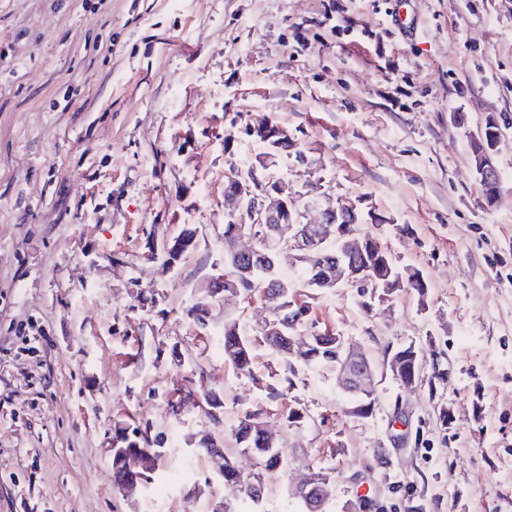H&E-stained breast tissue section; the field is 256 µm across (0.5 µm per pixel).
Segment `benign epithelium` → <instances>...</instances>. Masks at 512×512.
Returning a JSON list of instances; mask_svg holds the SVG:
<instances>
[{
    "instance_id": "benign-epithelium-1",
    "label": "benign epithelium",
    "mask_w": 512,
    "mask_h": 512,
    "mask_svg": "<svg viewBox=\"0 0 512 512\" xmlns=\"http://www.w3.org/2000/svg\"><path fill=\"white\" fill-rule=\"evenodd\" d=\"M251 131L272 140V146L278 155H301L296 150V143L288 138V131L269 118L251 126ZM473 140L478 143V147L472 150L475 171L486 195L492 200L501 185V174L493 159V152L499 142V131L494 118L486 120L484 128L473 136ZM224 200L232 206L228 214L239 213L248 219L249 227L235 224L224 235L226 261L235 264L245 274L256 268L269 266L274 269L277 266L280 252H261L255 245L260 236L265 239H281L285 242V250L294 253L295 259L300 263L310 261L313 256L334 244L349 252L363 253L372 247L370 239L355 229V226L362 223V217L355 209L343 207L330 210L325 213L323 222L304 223L302 214L296 211L294 201L288 197L286 189L280 186L264 188L259 185L255 176L236 180L233 191L225 192ZM243 238L253 242V245L237 247V242ZM311 274L312 278L308 283L323 291L346 283L359 288L361 293L369 292L374 297L379 288L378 275L368 274L365 268H356L339 253L336 254V263L315 266ZM388 276L392 277V281L384 284L388 292L417 281L415 275L410 272L404 274L395 265L389 269ZM287 294L288 289L280 287L277 280L272 279L266 283L264 302L274 317L265 319L260 331L273 344L286 347L289 356L299 360H311L319 355L313 334H294L285 329V326L293 325L294 320L292 313L286 318L283 317V312L289 309L284 301ZM336 342L339 350L334 367L336 384L348 404L372 397L380 379L388 374L406 388L414 385L413 378L407 376L401 365L390 360L389 356H384L383 364L379 366L362 349L346 345L341 337H336ZM258 431L267 446L265 456L281 458L268 425H259ZM131 452V448H120L113 453L114 464L123 473V477L116 481V486L122 490H132L145 480V471L137 470L130 464ZM329 481L330 476L326 475V471L311 469L297 483L293 495L305 504L307 512H322Z\"/></svg>"
}]
</instances>
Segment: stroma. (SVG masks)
Wrapping results in <instances>:
<instances>
[{
    "label": "stroma",
    "mask_w": 512,
    "mask_h": 512,
    "mask_svg": "<svg viewBox=\"0 0 512 512\" xmlns=\"http://www.w3.org/2000/svg\"><path fill=\"white\" fill-rule=\"evenodd\" d=\"M491 116L490 203L470 141ZM263 117L301 152L264 176L304 221L377 216L363 233L428 284L370 310L300 285L308 322L378 363L415 344L439 398L389 378L356 420L332 372L298 365L271 401L281 354L255 347L251 378L225 360V320L267 314L213 282ZM259 407L284 458L263 512H296L312 465L339 474L329 512H512V0H0V512H218L235 490L206 448ZM146 427L163 455L126 496L113 443Z\"/></svg>",
    "instance_id": "1"
}]
</instances>
